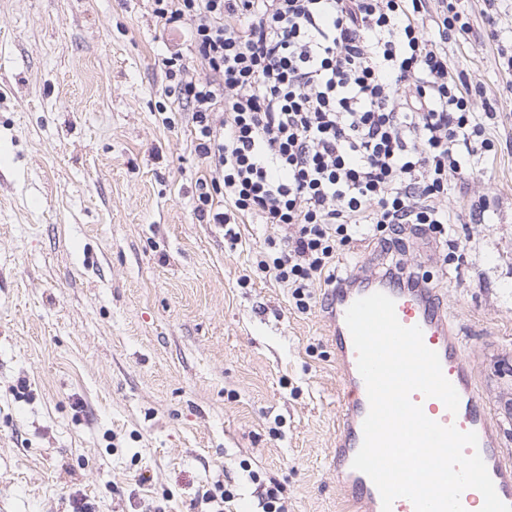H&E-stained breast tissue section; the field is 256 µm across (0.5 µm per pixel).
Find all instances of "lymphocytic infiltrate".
I'll list each match as a JSON object with an SVG mask.
<instances>
[{"label": "lymphocytic infiltrate", "mask_w": 512, "mask_h": 512, "mask_svg": "<svg viewBox=\"0 0 512 512\" xmlns=\"http://www.w3.org/2000/svg\"><path fill=\"white\" fill-rule=\"evenodd\" d=\"M152 2L179 36L163 64L206 170L197 216L294 227L257 265L297 309L314 280L347 279L337 250L356 237L450 232L441 202L493 145L481 86L449 72L462 0Z\"/></svg>", "instance_id": "lymphocytic-infiltrate-1"}]
</instances>
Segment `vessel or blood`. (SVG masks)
I'll list each match as a JSON object with an SVG mask.
<instances>
[{"mask_svg": "<svg viewBox=\"0 0 512 512\" xmlns=\"http://www.w3.org/2000/svg\"><path fill=\"white\" fill-rule=\"evenodd\" d=\"M376 292L394 300L397 319L403 326L421 328L425 345L437 352L445 377L459 395L458 411L454 414L441 400L419 392L412 393V402L420 405L431 420L477 434V448H465L464 453L481 455L499 498L512 505V453L502 447L493 416L477 397L472 369L462 356L461 338L449 320L440 294L427 280L414 277L404 283L392 272L342 282L324 303L343 394L342 417L330 455V467L344 501L354 512H382L377 487L366 474L352 467L363 442L362 425L369 402L357 367V352L345 322L347 309L357 299Z\"/></svg>", "mask_w": 512, "mask_h": 512, "instance_id": "vessel-or-blood-1", "label": "vessel or blood"}]
</instances>
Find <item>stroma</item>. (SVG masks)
Instances as JSON below:
<instances>
[{"mask_svg": "<svg viewBox=\"0 0 512 512\" xmlns=\"http://www.w3.org/2000/svg\"><path fill=\"white\" fill-rule=\"evenodd\" d=\"M465 7L448 59L497 116L452 234L338 259L430 280L512 449V72L490 36L512 32V0L493 28L483 0ZM167 42L151 0H0V512H208L226 490L224 512H265L274 487L284 512H345L328 288L298 310L256 269L283 227L198 219Z\"/></svg>", "mask_w": 512, "mask_h": 512, "instance_id": "obj_1", "label": "stroma"}]
</instances>
